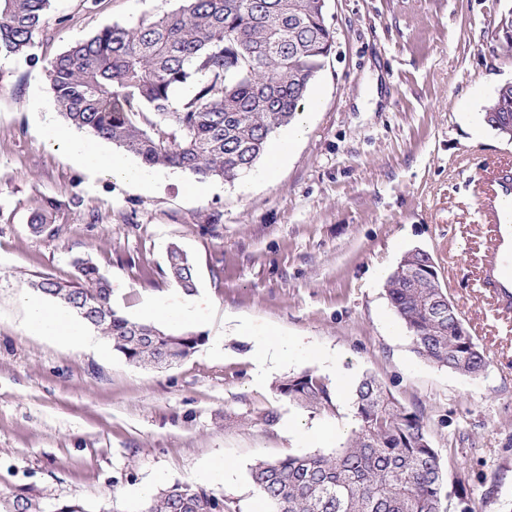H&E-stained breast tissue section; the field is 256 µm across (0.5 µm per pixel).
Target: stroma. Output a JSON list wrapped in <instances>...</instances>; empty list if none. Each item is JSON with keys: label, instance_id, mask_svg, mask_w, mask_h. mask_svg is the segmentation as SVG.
<instances>
[{"label": "stroma", "instance_id": "35a3bbf8", "mask_svg": "<svg viewBox=\"0 0 512 512\" xmlns=\"http://www.w3.org/2000/svg\"><path fill=\"white\" fill-rule=\"evenodd\" d=\"M177 6L51 0L29 56L0 58V494L25 487L50 506L139 512L140 487L202 482L229 512H266L250 479L258 460L331 454L350 433V399L319 414L276 392L313 370L350 386L375 376L420 415L448 512H501L512 499V312L485 286L495 228L479 199L512 170V141L483 119L512 81L498 33L512 0H328L335 42L292 153L272 178L262 158L203 196L176 169L151 188L88 174L36 119L64 122L49 61ZM46 199L57 204L53 238L30 227ZM174 244L196 267L200 304L186 328L206 336L184 361L139 366L103 338L85 348L26 332L29 280L70 278L79 256L130 318L148 297L179 304L166 277ZM415 247L433 256L484 354L479 378L419 357L392 310L385 281ZM262 340L299 351L261 365ZM211 462L236 464L233 480L201 481Z\"/></svg>", "mask_w": 512, "mask_h": 512}]
</instances>
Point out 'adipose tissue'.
<instances>
[{"label": "adipose tissue", "mask_w": 512, "mask_h": 512, "mask_svg": "<svg viewBox=\"0 0 512 512\" xmlns=\"http://www.w3.org/2000/svg\"><path fill=\"white\" fill-rule=\"evenodd\" d=\"M42 125L47 141L56 146H64L84 169L91 172L105 171L117 180L130 184L145 187L154 185L155 177L150 168L133 165L124 157L107 152L96 141L76 138L68 129L50 120H43ZM24 304L25 328L28 332L71 344L91 345V337L71 313L49 305L37 296H25Z\"/></svg>", "instance_id": "1"}]
</instances>
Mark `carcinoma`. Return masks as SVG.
Listing matches in <instances>:
<instances>
[{
	"mask_svg": "<svg viewBox=\"0 0 512 512\" xmlns=\"http://www.w3.org/2000/svg\"><path fill=\"white\" fill-rule=\"evenodd\" d=\"M179 7L136 27L106 26L70 46L47 67L48 89L65 120L105 139L148 167H168L198 181L232 182L251 170L272 135L298 114L331 52L334 31L322 0H179ZM50 0H0V56L26 55ZM188 83L194 93L174 103ZM484 121L512 138V82L484 108ZM56 205L45 201L31 216L34 233L51 237ZM386 282L397 316L424 359L478 378L483 353L471 336H457L455 308L435 277L431 257L408 250ZM75 277L39 276L30 287L68 307L135 365L163 366L193 354L205 335L174 333L136 321L112 304V286L91 259L74 261ZM167 277L184 293L195 289L193 261L176 245ZM313 413L337 411L328 378L313 371L276 387ZM355 427L331 455L262 460L251 481L270 512H446L440 457L414 411L400 406L371 376L352 394ZM224 497L201 485L175 483L141 512H226ZM0 512H48L24 492L0 496Z\"/></svg>",
	"mask_w": 512,
	"mask_h": 512,
	"instance_id": "1",
	"label": "carcinoma"
}]
</instances>
